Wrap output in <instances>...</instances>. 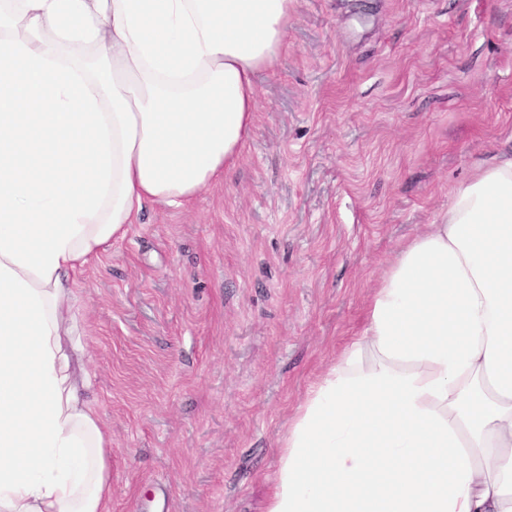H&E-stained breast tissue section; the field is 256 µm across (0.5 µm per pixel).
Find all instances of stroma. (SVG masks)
I'll return each instance as SVG.
<instances>
[{
    "label": "stroma",
    "instance_id": "1",
    "mask_svg": "<svg viewBox=\"0 0 512 512\" xmlns=\"http://www.w3.org/2000/svg\"><path fill=\"white\" fill-rule=\"evenodd\" d=\"M237 167L82 275L112 512H265L399 248L512 152V0H296Z\"/></svg>",
    "mask_w": 512,
    "mask_h": 512
}]
</instances>
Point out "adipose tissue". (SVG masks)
I'll list each match as a JSON object with an SVG mask.
<instances>
[{"instance_id": "obj_1", "label": "adipose tissue", "mask_w": 512, "mask_h": 512, "mask_svg": "<svg viewBox=\"0 0 512 512\" xmlns=\"http://www.w3.org/2000/svg\"><path fill=\"white\" fill-rule=\"evenodd\" d=\"M295 0H0V512H109L75 290L239 163ZM267 512H512V154L388 264Z\"/></svg>"}]
</instances>
